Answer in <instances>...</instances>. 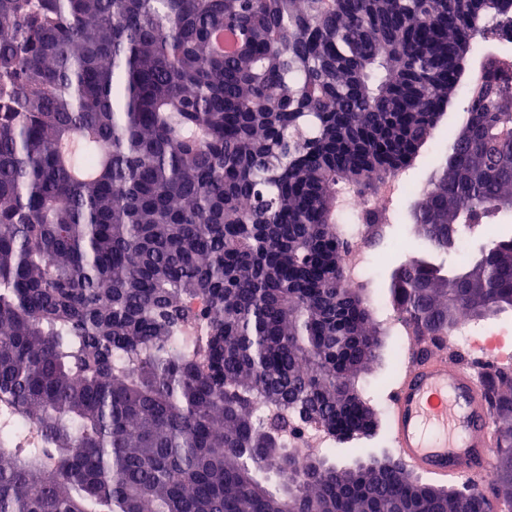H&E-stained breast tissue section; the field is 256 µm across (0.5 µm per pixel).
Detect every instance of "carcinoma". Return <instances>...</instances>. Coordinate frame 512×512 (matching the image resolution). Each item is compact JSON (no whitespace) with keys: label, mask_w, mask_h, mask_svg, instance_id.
<instances>
[{"label":"carcinoma","mask_w":512,"mask_h":512,"mask_svg":"<svg viewBox=\"0 0 512 512\" xmlns=\"http://www.w3.org/2000/svg\"><path fill=\"white\" fill-rule=\"evenodd\" d=\"M512 0H0V512H486L397 457L273 440L381 324L346 288L338 199L410 165L468 95L389 288L421 336L512 310V62L467 49ZM233 36L224 52L213 35ZM193 336L174 339L186 330ZM489 388L512 512V369ZM288 475L274 487L270 478Z\"/></svg>","instance_id":"obj_1"}]
</instances>
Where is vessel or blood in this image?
<instances>
[{"label":"vessel or blood","mask_w":512,"mask_h":512,"mask_svg":"<svg viewBox=\"0 0 512 512\" xmlns=\"http://www.w3.org/2000/svg\"><path fill=\"white\" fill-rule=\"evenodd\" d=\"M389 430L405 467L441 484L485 475L498 443L485 387L464 355L444 347L410 356Z\"/></svg>","instance_id":"b4317fda"}]
</instances>
